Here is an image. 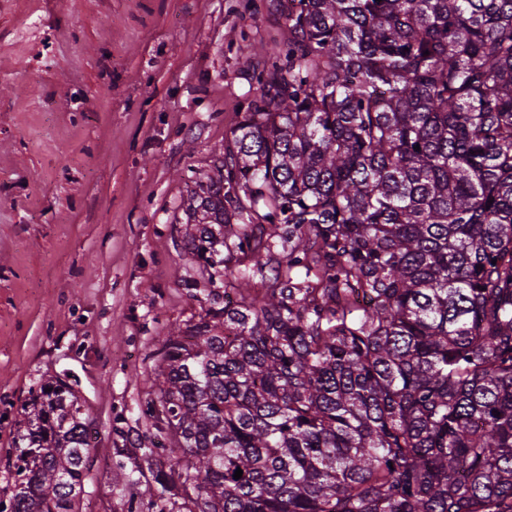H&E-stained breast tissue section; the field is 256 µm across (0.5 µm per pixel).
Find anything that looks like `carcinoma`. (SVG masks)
I'll use <instances>...</instances> for the list:
<instances>
[{
  "label": "carcinoma",
  "instance_id": "cac0c4a2",
  "mask_svg": "<svg viewBox=\"0 0 512 512\" xmlns=\"http://www.w3.org/2000/svg\"><path fill=\"white\" fill-rule=\"evenodd\" d=\"M265 8L171 225L200 311L112 428L128 512H512V0ZM16 425L0 512H81L78 392Z\"/></svg>",
  "mask_w": 512,
  "mask_h": 512
}]
</instances>
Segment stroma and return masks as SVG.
<instances>
[{"instance_id":"35a3bbf8","label":"stroma","mask_w":512,"mask_h":512,"mask_svg":"<svg viewBox=\"0 0 512 512\" xmlns=\"http://www.w3.org/2000/svg\"><path fill=\"white\" fill-rule=\"evenodd\" d=\"M264 0H0V498L32 389L76 379L107 482L115 416L138 424L144 357L199 304L170 222L287 31Z\"/></svg>"}]
</instances>
